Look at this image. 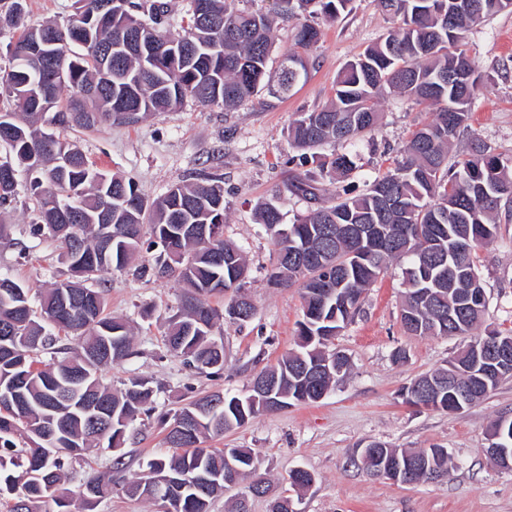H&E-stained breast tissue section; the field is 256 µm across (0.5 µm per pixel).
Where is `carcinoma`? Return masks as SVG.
Here are the masks:
<instances>
[{"label":"carcinoma","instance_id":"1","mask_svg":"<svg viewBox=\"0 0 512 512\" xmlns=\"http://www.w3.org/2000/svg\"><path fill=\"white\" fill-rule=\"evenodd\" d=\"M100 0H74V13L63 26L24 23L26 0H0V28L20 31L8 44V70L0 76L13 106L0 112V136L18 165L31 178L27 187L31 232L60 243L69 276L44 290L40 310L33 309L30 289L0 277V344L17 350L0 360V470L14 458L13 436L24 430V474L0 475V493L17 494L11 512H34L36 504L59 491L64 457L82 456L107 442L120 448L129 425L153 411L157 389L132 379L112 392L104 368L131 354L126 321L105 314L104 274L124 269L150 229L162 250L155 270L175 275L187 288L179 312L164 336L166 351L198 371L224 370V346L214 339L223 314L209 297L230 294L234 300L247 284L238 281L249 268L243 252L220 238L209 247L181 235V224H213L224 230V187L213 174L201 182L176 184L147 202L132 183L89 163L77 143L67 138L75 128L94 131L104 119L135 124L152 112L175 108L189 98L233 107L267 90L286 98L308 74V60L296 51L282 54L276 77L267 70L273 16L299 21L297 44L312 49L319 30L308 17L320 11L335 17L351 0H271L266 13H250L232 0H188L187 24L175 35L164 28L168 9L160 0H112V14L98 19ZM381 10L399 20L380 41L349 61L336 78L335 96L318 111L300 114L288 128L289 142L303 151L301 166L284 189L257 202V223L270 232L276 253H288V270L276 265L268 283L298 285L303 317L298 349L262 373L277 378L272 397L291 407L310 403L314 370L332 356L329 344L360 311L364 291L393 262L405 261L406 285L400 324L411 336H466L480 323L488 305L477 264L479 248L494 242L502 205L512 203V158L475 140L468 154L448 161L453 141L468 127L469 107L481 82L462 42L484 18L512 12V0H378ZM44 46L45 57H21L15 49ZM70 96L61 97L63 89ZM398 94L432 113L412 132L404 157L354 197L319 200L315 183L347 178L357 154L320 152L327 143L355 142L379 126L380 101ZM314 168H306V164ZM83 189L71 202L74 185ZM318 202L292 224L284 222L287 195ZM112 225V239H99L98 225ZM341 284L333 298L322 300L324 278ZM78 336L79 349L52 364L37 367V351L52 348L58 337L45 325ZM512 344V334L498 330L470 342L447 364L415 378L401 398L416 405V388L435 385L431 410L454 413L470 407L497 386L482 382L475 348L490 337ZM252 392H216L189 400L183 414L204 402L178 440L165 437L169 453L153 458L146 472L127 483V494L161 502L165 512H209L213 496L224 490V449L203 448L205 435L222 436L256 416L270 412L268 399ZM104 403L116 412L104 432L89 420L86 408ZM487 438L512 448V418L496 419ZM381 453L411 459L413 479L434 480L448 474L450 457L437 446L397 450L377 442ZM212 476L201 489L171 502L149 487V474L189 471ZM111 486L92 479L78 491L92 508Z\"/></svg>","mask_w":512,"mask_h":512}]
</instances>
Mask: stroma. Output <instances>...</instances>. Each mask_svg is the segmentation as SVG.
Returning <instances> with one entry per match:
<instances>
[{
	"label": "stroma",
	"instance_id": "1",
	"mask_svg": "<svg viewBox=\"0 0 512 512\" xmlns=\"http://www.w3.org/2000/svg\"><path fill=\"white\" fill-rule=\"evenodd\" d=\"M318 44L307 52L309 73L285 99L261 92L227 110L192 100L150 114L135 124L102 125L75 137L99 169L135 183L152 201L174 184L218 174L224 180L228 213L224 236L240 246L249 262L255 306L243 325L224 323L223 374L198 373L167 354L163 337L170 316L181 306L183 290L172 277L153 271L157 249L141 250L125 270L104 276L110 315L133 328L134 356L105 370L104 380L122 389L130 378L162 387L156 411L174 413L190 397L215 391L243 393L252 377L294 349L302 299L297 287L272 288L267 277L276 262L275 246L254 217L259 199L282 188L300 165L286 130L303 112L334 97L344 65L381 39L393 21L377 0H352L337 18L314 16ZM468 55L483 83L471 107L466 135L453 152L465 155L471 139L512 157V12L490 16L466 35ZM378 129L355 145L358 168L347 180L322 181L323 196L361 193L375 177L402 158L410 133L428 120L427 112L391 97L382 102ZM9 227L0 242V275L41 291L64 278L57 242L33 235L25 196L0 210ZM489 298L482 330L512 329V211L501 212L497 240L478 253ZM405 291L402 268L393 264L368 289L361 311L336 337L334 347L350 360L351 373L321 401L262 414L208 448H248L258 474L270 483L268 495L248 501L249 512H271L274 498L291 493L288 476L301 466L315 481L299 493V512H512V470L493 465L486 453L487 432L498 417H512V378L459 413L410 406L399 395L414 377L445 363L462 348V337H413L399 322ZM164 430L156 419L135 420L120 450L102 447L69 461L64 488L77 489L88 477L112 478V493L93 512H162L160 503L129 498L128 478L165 453ZM381 441L393 448L441 445L452 458L444 480L394 483L366 475L354 464L361 444Z\"/></svg>",
	"mask_w": 512,
	"mask_h": 512
}]
</instances>
